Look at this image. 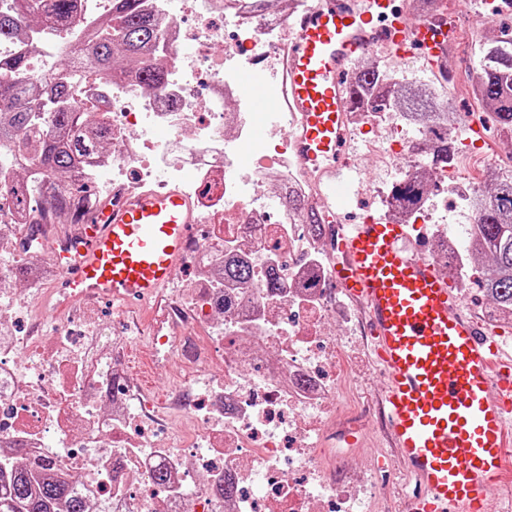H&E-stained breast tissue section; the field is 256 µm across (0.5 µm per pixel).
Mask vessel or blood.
Instances as JSON below:
<instances>
[{
	"instance_id": "vessel-or-blood-1",
	"label": "vessel or blood",
	"mask_w": 512,
	"mask_h": 512,
	"mask_svg": "<svg viewBox=\"0 0 512 512\" xmlns=\"http://www.w3.org/2000/svg\"><path fill=\"white\" fill-rule=\"evenodd\" d=\"M394 0H315L288 24L281 94L263 90L265 62L246 66L249 108L289 114L301 163L317 174L324 220L351 200L337 179L348 134V78L374 46L405 59L442 60L457 31L441 6L404 19ZM200 217L178 187L114 188L47 249L61 297L160 307ZM334 285L360 304L381 382L383 429L414 482L403 512H484L512 444V351L461 307L455 285L414 241L409 225L365 210L340 227Z\"/></svg>"
}]
</instances>
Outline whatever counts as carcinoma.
<instances>
[{
  "label": "carcinoma",
  "mask_w": 512,
  "mask_h": 512,
  "mask_svg": "<svg viewBox=\"0 0 512 512\" xmlns=\"http://www.w3.org/2000/svg\"><path fill=\"white\" fill-rule=\"evenodd\" d=\"M79 0H13L0 10V42L28 30L34 9L49 27L63 32L85 29V41L72 49L64 67L54 69L41 86L24 80L27 63L0 65V190L10 189L18 229L34 224H76L95 205L90 180L94 166L108 155L112 127L105 113L93 115L71 94V72L80 64L94 70L98 82L131 76L145 90L168 79V67L156 62L163 51L159 23L144 0H112V13L100 20L80 14ZM352 109L401 112L413 130L411 143L424 158L408 178L387 193L400 210L416 207L428 192L433 166L452 164L457 154L456 117L450 99L436 83L416 84L378 66L356 70L349 82ZM474 91L494 122L512 135V37L485 44L476 68ZM490 188L469 202L475 212L468 245L471 261L481 264L480 286L496 310L512 317V174L488 172ZM288 208L300 213L317 235L324 221L299 196ZM249 264L224 263L223 278L247 282ZM85 491L47 463H16L0 458V512H88Z\"/></svg>",
  "instance_id": "obj_1"
}]
</instances>
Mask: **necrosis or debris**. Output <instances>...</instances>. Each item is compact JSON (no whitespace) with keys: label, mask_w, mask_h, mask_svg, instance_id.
<instances>
[{"label":"necrosis or debris","mask_w":512,"mask_h":512,"mask_svg":"<svg viewBox=\"0 0 512 512\" xmlns=\"http://www.w3.org/2000/svg\"><path fill=\"white\" fill-rule=\"evenodd\" d=\"M165 18L160 39L171 55L170 75L160 91L142 92L126 82L112 84L108 104L112 158L96 170L114 180L135 172L181 182L193 196L211 232L190 243L187 262L202 273L189 296H176L186 312L166 332L150 339L173 352L189 351L203 386L198 394L174 399L181 427L165 426L151 406L130 413V384L116 367L112 338L93 319L80 326L55 320L51 305L36 296L42 275L31 278L32 295L18 299L0 271V444L28 460L52 461L79 478L92 501L115 512H368L378 497L374 473L343 456L325 465L318 445L349 442L378 413L370 403L358 412L338 408L341 382L338 338L328 325L363 332L356 303L336 297V254L329 237L313 235L298 213L266 209L257 189L272 186L310 199L313 175L299 162L282 123L266 138L254 135L267 116L241 109L238 82L228 68L245 67L257 56L274 58L283 32L308 0H277L269 15L255 17L247 0H149ZM195 19L184 27L183 14ZM224 55L214 60L212 45ZM64 49L49 29L29 32L26 42L0 43V58L26 53L31 80L47 72ZM209 87L195 94L198 81ZM166 130L162 146L132 137V130ZM348 129L366 138L377 157L410 151L401 117L353 112ZM161 148L162 165L147 160ZM244 258L253 276L245 283H221L224 256ZM283 265L282 286L269 291L267 264ZM232 298L219 312L218 292ZM53 320L50 332L24 335L34 318ZM224 352L214 374L211 355ZM31 355L20 363V355ZM171 474L156 483V469ZM235 487L222 493L223 484Z\"/></svg>","instance_id":"obj_1"}]
</instances>
